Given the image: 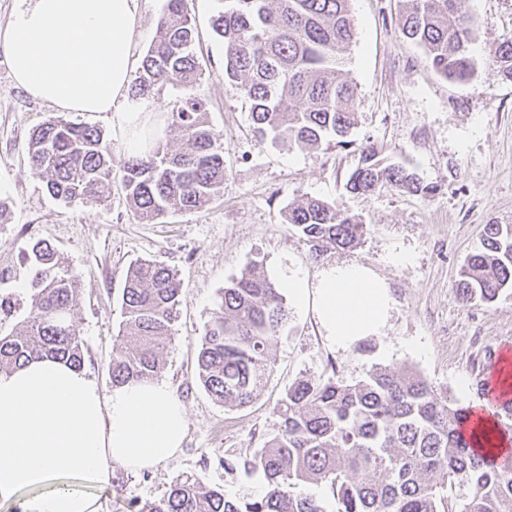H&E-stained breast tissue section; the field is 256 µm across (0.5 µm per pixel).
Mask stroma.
I'll use <instances>...</instances> for the list:
<instances>
[{"instance_id":"stroma-1","label":"stroma","mask_w":512,"mask_h":512,"mask_svg":"<svg viewBox=\"0 0 512 512\" xmlns=\"http://www.w3.org/2000/svg\"><path fill=\"white\" fill-rule=\"evenodd\" d=\"M222 5L187 0L192 50L204 73L197 91L209 102L224 151V190L203 210L154 223L134 217L117 180L101 203H68L47 192L30 168L28 142L58 110L15 84L0 50V198L12 207L11 222L0 224V297L9 298L14 321L28 312L27 245L46 241L80 282L73 321L85 344L83 368L106 388L128 268L156 261L176 269L183 283L162 372L186 412L181 448L150 469L116 467L115 483L94 492L100 512H128L130 502L154 500L184 475L229 498L262 495V473H227L224 453H254L278 433L274 408L296 379L334 375L353 384L376 367L413 369L436 393L470 408L482 401L477 378H494L500 355L512 351V290L490 304H466L456 289L484 225L512 224V80L489 61L497 45L512 40V0H461L474 28L476 74L467 83L438 74L423 49L399 35L404 0H352L349 68L357 101L350 144L290 151L256 140L247 101L224 80V44L211 28ZM365 146L414 172L434 194L389 186L348 192ZM308 198L365 224L360 244L314 258L285 222L288 208ZM254 262L268 271L286 266L311 281L329 265L369 266L393 297L384 335L336 350L312 310L290 308L256 399L234 408L216 402L196 382L197 347L225 284Z\"/></svg>"}]
</instances>
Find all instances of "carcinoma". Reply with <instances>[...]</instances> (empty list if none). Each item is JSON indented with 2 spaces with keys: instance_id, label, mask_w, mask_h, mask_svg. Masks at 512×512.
<instances>
[{
  "instance_id": "1",
  "label": "carcinoma",
  "mask_w": 512,
  "mask_h": 512,
  "mask_svg": "<svg viewBox=\"0 0 512 512\" xmlns=\"http://www.w3.org/2000/svg\"><path fill=\"white\" fill-rule=\"evenodd\" d=\"M351 0H233L214 17L212 29L224 42V80L249 101L256 137L290 150L318 148L344 137L354 124L356 84L348 50L354 38ZM460 0H406L400 34L424 49L446 78L469 82L476 66L469 53L472 27ZM195 27L186 0H165L156 35L144 53L136 96L155 87L181 85L185 93L155 123L180 142L173 150L146 138L149 150L130 155L121 183L136 218L147 223L171 211L209 205L224 188V151L208 121V104L196 91L203 69L192 51ZM512 79V42L490 54ZM34 174L48 193L64 201L105 202L112 194V148L93 126L51 116L29 140ZM390 184L430 194L413 173L388 161L373 147L346 188L367 194ZM291 224L318 258L332 249L360 244L364 225L320 199L288 209ZM29 316L0 333V371L52 357L77 368L84 341L72 316L79 280L62 268L44 241L30 246L25 280ZM512 290V224H486L481 246L466 259L457 291L465 303H491ZM182 284L170 267L140 261L127 271L122 290L124 323L109 365L112 385L159 379L172 340ZM288 307L280 288L259 264L247 267L222 291L197 355V380L215 401L242 407L257 397L270 370V353ZM489 407L500 431H512V398L493 396ZM280 430L251 456L224 458V470L261 472L264 494L229 499L192 476L176 479L164 494L134 512H453L445 492H461V512H512V463H496L475 450L490 442L465 433L470 411L435 393L413 370L377 367L346 384L300 378L276 406ZM322 488L319 496L303 491Z\"/></svg>"
}]
</instances>
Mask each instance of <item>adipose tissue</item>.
<instances>
[{
  "instance_id": "ef3b65f1",
  "label": "adipose tissue",
  "mask_w": 512,
  "mask_h": 512,
  "mask_svg": "<svg viewBox=\"0 0 512 512\" xmlns=\"http://www.w3.org/2000/svg\"><path fill=\"white\" fill-rule=\"evenodd\" d=\"M137 26L138 0H17L0 47L27 93L63 112H113L140 154L142 114L121 107ZM273 279L295 306L311 307L335 348L385 333L390 287L362 263L324 268L312 282L280 267ZM185 430V410L161 382L106 389L51 358L2 372L0 500L32 488L23 512H99L85 487L109 486L115 466L145 469L174 457Z\"/></svg>"
}]
</instances>
